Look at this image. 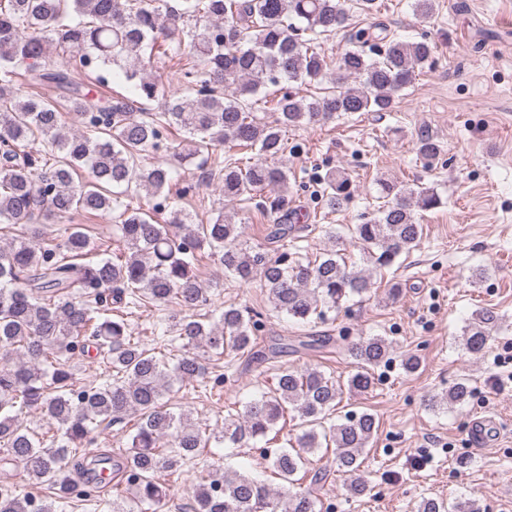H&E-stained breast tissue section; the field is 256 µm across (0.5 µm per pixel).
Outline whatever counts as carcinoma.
Listing matches in <instances>:
<instances>
[{
	"label": "carcinoma",
	"instance_id": "obj_1",
	"mask_svg": "<svg viewBox=\"0 0 512 512\" xmlns=\"http://www.w3.org/2000/svg\"><path fill=\"white\" fill-rule=\"evenodd\" d=\"M343 0H0V223L15 234L0 249V462L20 467L29 481L44 484L52 495L39 502L12 487L0 496V512H56L71 498L72 469L89 470L90 479L117 478L116 487L133 493L136 508L115 497L109 512H157L169 503L164 474L195 458L211 442L243 447L267 439L279 421H298L296 447L265 448L263 454L280 480L274 489L247 473L232 476L219 469L199 475L192 512H323L310 489L300 486L308 473V455L331 448L345 489L360 496L368 489L361 474L364 449L377 431L369 412L349 413L340 423L325 424L344 392L374 388V370L393 354L383 336L348 340L311 335L303 347L323 349L344 342L341 352L355 372L341 384L318 370L280 369L276 386L242 407L227 406L224 425L210 427L189 407L175 411L165 397L176 383L203 381L210 361L225 355L260 365L288 352V343L257 349L263 313L208 305L207 290L195 273L204 249L219 256L224 275L243 283L263 282L271 309L302 325L324 322L342 303L363 297L374 287L372 273L392 267L416 247L423 225L416 211L442 205L431 186L407 187L377 180L386 203L370 219L354 225L355 239L368 267L347 265L336 248L303 261L296 211L288 208V167L283 132L328 121L339 114L389 112L397 94L416 72L434 63L435 47L423 38L403 40L380 22L350 30V47L336 65V86L300 96L285 91L272 115L259 118L249 99L281 80L320 84L327 63L315 51L323 35L346 27ZM189 42H184V39ZM66 57L52 59L51 50ZM159 54L192 61L183 71L188 98H172L161 110L159 83L146 72L145 57ZM85 71L99 84L121 77L132 96H96L75 82L71 69ZM32 86L53 94L22 98L15 90L18 70ZM77 113L86 134L68 131L62 112ZM188 134L176 156L200 158L210 165L224 199L248 201L267 188L277 198L263 206L272 220L265 245L243 242V224L219 212L209 224H190L180 202L196 185L173 178L169 166L142 160L159 150L171 129ZM40 140L42 150L28 146ZM217 146L257 149L246 166L205 152ZM426 163L440 157L442 146L427 132L416 140ZM90 171L75 183L74 174ZM156 199L152 212L120 201L129 190ZM328 202L339 206L351 197L343 172L324 177ZM111 215L113 249L96 243L76 218ZM66 223L50 235L45 223ZM170 310L163 347L179 351L172 358L143 346L132 336L124 312L130 306ZM501 329L499 315L476 310L461 336L473 355L487 351ZM93 348L108 364V378L77 390L69 360ZM471 386L459 378L429 406L469 403ZM38 410L48 431L23 426L21 415ZM138 417L126 433L128 451L115 458L100 453L82 460L71 449L93 433ZM419 512H486L472 499L449 504L425 498Z\"/></svg>",
	"mask_w": 512,
	"mask_h": 512
}]
</instances>
